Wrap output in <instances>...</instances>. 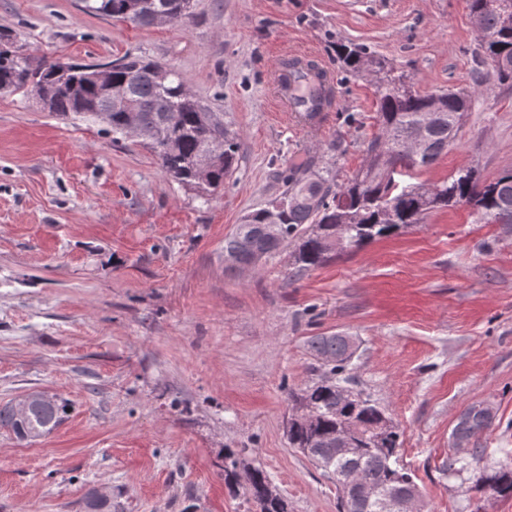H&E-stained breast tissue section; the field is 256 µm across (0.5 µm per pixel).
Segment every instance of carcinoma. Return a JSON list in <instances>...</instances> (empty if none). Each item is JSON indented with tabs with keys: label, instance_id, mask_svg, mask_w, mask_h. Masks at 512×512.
<instances>
[{
	"label": "carcinoma",
	"instance_id": "carcinoma-1",
	"mask_svg": "<svg viewBox=\"0 0 512 512\" xmlns=\"http://www.w3.org/2000/svg\"><path fill=\"white\" fill-rule=\"evenodd\" d=\"M141 2L84 0V9L140 27L154 25L157 9L183 7L177 16L179 22L193 15V0H151L149 8L138 7ZM500 2L468 0V8L483 29L478 52L490 66L489 76L506 82L512 81V12L502 9ZM1 43L6 48H0V85L33 99L51 94L52 112L59 116L98 117L96 109L103 105L105 93L87 78L86 64L77 63L61 73L52 61L20 53L9 35L0 33ZM338 54L348 70L366 69L376 77L378 133L367 145L363 164L341 184L329 170L289 175L279 195L248 213L224 238V256L246 264L259 254L267 256L292 243L289 262L298 269L316 268L334 253L361 248L423 223L433 211L459 205L469 207L480 222L511 228L512 170L483 183L469 179L467 169L460 168L434 184L437 194L433 197L428 195L427 184L413 182L448 153V140L462 127L471 94L464 90L421 94L407 75L362 46H341ZM312 81L314 95L301 107L310 114L327 104L322 78L314 76ZM112 86L122 90L140 129L162 135L159 144L151 142L149 147L165 174L201 191L224 186L238 163V133L209 122V108L186 95L173 70L164 76L160 63L126 55L112 70ZM212 142L223 144V151L211 162L208 183L200 185L194 179L193 166ZM276 202H284L286 207L278 210ZM272 224L275 241L269 234ZM310 350L329 368V376L288 392L291 409L303 410L301 417H288V443L336 481L339 512H381L378 501L361 499L352 488L339 483L348 472H356L364 483L384 495L418 491L412 475L399 464V426L361 392L351 389L342 396L337 391L339 382L333 376L345 370L354 354L345 337L336 333L314 336ZM30 396V408L23 418L17 415L14 404L0 405V427L25 442L52 433L69 410L66 402L49 404L35 392ZM493 420L492 409L480 404H472L461 413L452 436L472 444V448L466 457L448 458V476L459 477L470 470L476 491L487 496H511L512 458L490 461L487 449L479 447L481 435ZM345 429L350 433L351 453L342 452L337 445V436ZM224 473L227 479L244 474L257 512H288L287 500L269 498L270 480L264 470L243 463L229 452L224 456ZM79 510L112 512V499L90 489Z\"/></svg>",
	"mask_w": 512,
	"mask_h": 512
}]
</instances>
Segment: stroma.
Here are the masks:
<instances>
[{
    "instance_id": "35a3bbf8",
    "label": "stroma",
    "mask_w": 512,
    "mask_h": 512,
    "mask_svg": "<svg viewBox=\"0 0 512 512\" xmlns=\"http://www.w3.org/2000/svg\"><path fill=\"white\" fill-rule=\"evenodd\" d=\"M23 53L174 69L238 132V166L204 194L140 140L0 94V403L40 390L68 401L31 443L0 428V512H75L88 489L114 512H250L224 455L262 468L288 512H338L336 485L288 444V392L317 381L311 337L357 344L347 373L404 432L424 512H512L442 467L468 406L494 413L480 443L512 453V233L469 207L299 270L288 249L239 271L224 239L290 172L346 180L378 131L374 82L345 70L358 44L416 90H474L454 144L420 181L512 169V83L486 77L467 0H200L192 18L140 28L81 0H0ZM310 54L326 111H293L278 68Z\"/></svg>"
}]
</instances>
